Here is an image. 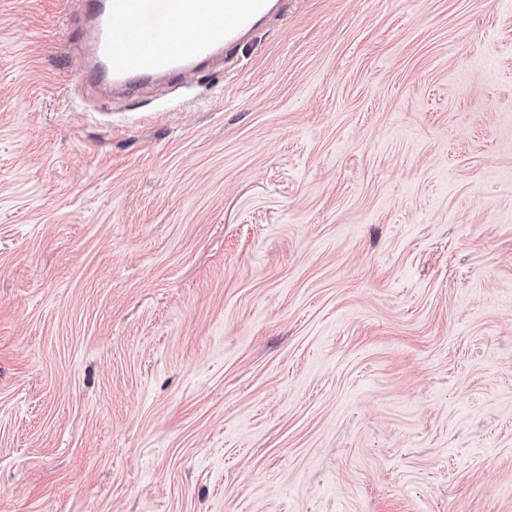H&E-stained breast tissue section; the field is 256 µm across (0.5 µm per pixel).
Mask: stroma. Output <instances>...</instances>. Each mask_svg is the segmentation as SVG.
<instances>
[{"label": "stroma", "instance_id": "35a3bbf8", "mask_svg": "<svg viewBox=\"0 0 512 512\" xmlns=\"http://www.w3.org/2000/svg\"><path fill=\"white\" fill-rule=\"evenodd\" d=\"M82 40L0 0V512H512V0ZM91 21L89 59L83 77L127 88L157 77L198 69L233 47L253 21L267 13L270 0H81ZM224 14V24L213 19ZM210 23V32L174 47L179 21ZM246 32V33H247Z\"/></svg>", "mask_w": 512, "mask_h": 512}]
</instances>
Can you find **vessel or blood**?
<instances>
[{"mask_svg":"<svg viewBox=\"0 0 512 512\" xmlns=\"http://www.w3.org/2000/svg\"><path fill=\"white\" fill-rule=\"evenodd\" d=\"M91 22L83 77L127 88L157 77L198 69L233 47L271 0H81ZM209 25L204 36L174 47L176 22Z\"/></svg>","mask_w":512,"mask_h":512,"instance_id":"obj_1","label":"vessel or blood"}]
</instances>
